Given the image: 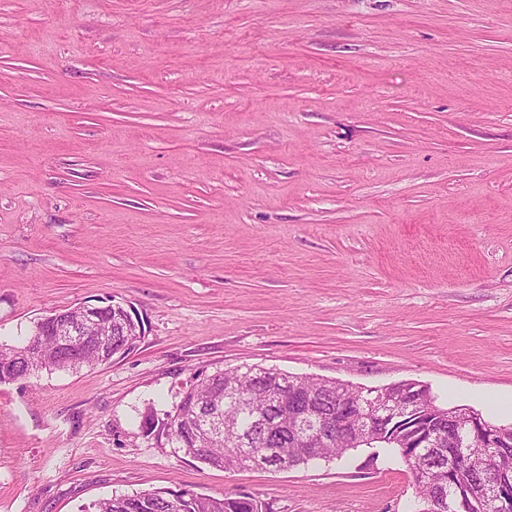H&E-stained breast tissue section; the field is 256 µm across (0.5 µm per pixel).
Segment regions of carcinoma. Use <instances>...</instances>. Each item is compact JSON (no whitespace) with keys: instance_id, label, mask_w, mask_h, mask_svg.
Listing matches in <instances>:
<instances>
[{"instance_id":"carcinoma-1","label":"carcinoma","mask_w":512,"mask_h":512,"mask_svg":"<svg viewBox=\"0 0 512 512\" xmlns=\"http://www.w3.org/2000/svg\"><path fill=\"white\" fill-rule=\"evenodd\" d=\"M112 346L118 355L132 351L136 342L122 335V326L112 318ZM25 344L0 343V384L22 379L39 371H78L103 364L104 355L94 338L84 346L80 362L71 363L53 334L43 336L42 351L25 358ZM288 381V399L278 404V384L273 375ZM429 389L420 393V418L394 433L388 422L371 427L369 445L399 453L411 472L415 500L408 512H430L442 503L443 512H455L459 497L470 501V512H493L480 496L485 477L498 464L494 451L486 447L484 433L512 445V426H499L479 413L464 408L429 410ZM367 390L336 380L294 376L259 365L231 367L213 373L188 389L172 410L173 444L183 453L226 471L249 469L253 459L268 456L267 463L288 467L315 460H341L363 443L332 428L324 431L316 447L303 438V428L322 426V417L341 414L346 427L360 425ZM83 512H262V504L248 495L214 497L190 489H158L133 495H113L91 503Z\"/></svg>"}]
</instances>
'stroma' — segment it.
I'll return each instance as SVG.
<instances>
[{"label": "stroma", "mask_w": 512, "mask_h": 512, "mask_svg": "<svg viewBox=\"0 0 512 512\" xmlns=\"http://www.w3.org/2000/svg\"><path fill=\"white\" fill-rule=\"evenodd\" d=\"M111 301L134 350L0 385V512H407L380 448L226 472L146 426L243 364L512 423V0H0V341ZM83 512H263L248 495L220 498L190 489H158L133 495H112L91 503Z\"/></svg>", "instance_id": "35a3bbf8"}]
</instances>
